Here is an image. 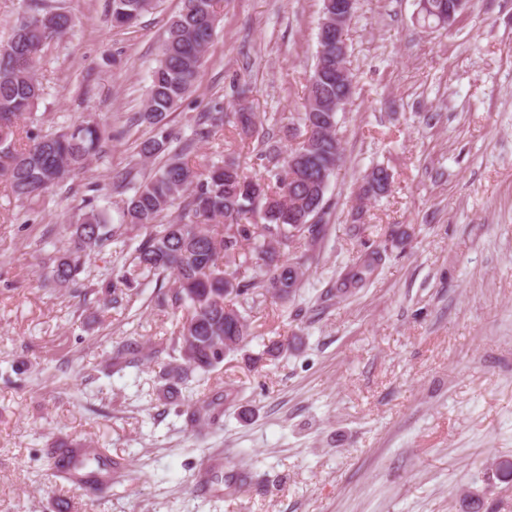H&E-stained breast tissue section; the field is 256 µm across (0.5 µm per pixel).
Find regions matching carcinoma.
I'll return each instance as SVG.
<instances>
[{"mask_svg":"<svg viewBox=\"0 0 512 512\" xmlns=\"http://www.w3.org/2000/svg\"><path fill=\"white\" fill-rule=\"evenodd\" d=\"M420 20L439 26L448 14V0H425ZM157 0H112V21L117 26L132 23L152 10ZM214 0H183L163 42L160 60L152 71L145 105L136 121L153 128L154 135L139 144L138 154L151 159L162 154L165 161L134 190L127 200V223L147 231L134 249L120 277L109 285L112 291L150 276L170 275L174 287L157 295L160 305L184 310L177 336L178 354L162 370L167 385L162 396L189 374L209 371L235 353L254 336L249 315L271 296L286 304L301 288L304 269L313 259L311 246L323 231V216L330 181L343 163L336 149V126L326 119L325 107L336 103L341 88L331 79L306 86L301 120L309 137L290 150L273 135L262 136L256 159L265 174L259 178L244 173L238 158L227 155L222 164L200 171L184 157L194 142H179L168 127L174 108L194 88L216 30ZM75 26L73 16L36 2L26 26L16 25L10 37L0 42V178L6 179L19 199H31L85 169L101 149L106 128L94 121L74 124L45 135H27L17 143L16 131L44 93L35 71L45 45L62 38ZM391 178L383 167L366 174L359 188L361 198L386 194ZM181 212L170 222L161 219L175 206ZM297 212L298 224L280 223L284 208ZM75 251L58 258L46 280L56 285L75 281L82 258L112 240L102 212L92 207L70 225ZM306 249L295 259L289 254L298 244ZM382 254L364 251L341 283L343 288H361L378 268ZM195 341L196 355H189L184 336ZM285 344L274 343L249 358L252 365L278 358ZM56 466L66 471L83 466L89 479L79 482L92 488L112 469V459L103 456L92 442L58 441L53 450Z\"/></svg>","mask_w":512,"mask_h":512,"instance_id":"carcinoma-1","label":"carcinoma"}]
</instances>
